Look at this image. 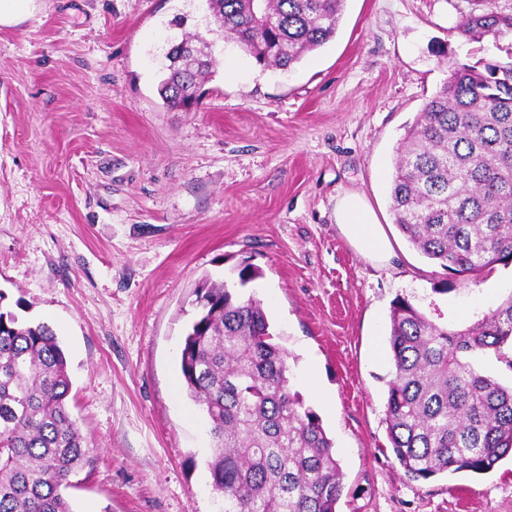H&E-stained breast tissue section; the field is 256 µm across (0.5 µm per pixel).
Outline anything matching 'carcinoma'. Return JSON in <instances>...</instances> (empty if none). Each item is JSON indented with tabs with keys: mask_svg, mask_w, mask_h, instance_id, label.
<instances>
[{
	"mask_svg": "<svg viewBox=\"0 0 512 512\" xmlns=\"http://www.w3.org/2000/svg\"><path fill=\"white\" fill-rule=\"evenodd\" d=\"M255 61L282 70L336 36L344 0H208ZM512 18L469 14L462 34L498 37ZM207 43L170 47L159 94L187 111L210 72ZM394 223L452 278L512 265V62L455 68L397 148ZM262 275L241 266L234 285L204 286L181 352L187 395L206 412L208 463L224 512H337L342 471L320 416L290 387L288 353L262 304L241 292ZM512 342V292L464 327L436 323L409 298L390 311L385 423L391 450L415 480L485 474L512 455V386L473 359ZM64 352L45 322L0 310V512H77L63 494L89 450L66 400Z\"/></svg>",
	"mask_w": 512,
	"mask_h": 512,
	"instance_id": "carcinoma-1",
	"label": "carcinoma"
}]
</instances>
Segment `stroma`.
Masks as SVG:
<instances>
[{"mask_svg":"<svg viewBox=\"0 0 512 512\" xmlns=\"http://www.w3.org/2000/svg\"><path fill=\"white\" fill-rule=\"evenodd\" d=\"M0 26V292L49 324L92 462L77 512H223L210 423L181 383L205 280L263 275L260 300L290 380L333 437L338 512H512V458L483 475L412 480L385 424L389 314L409 297L436 322L476 320L512 266L460 277L393 222L396 148L453 64L512 61V31L462 36V16L512 0H346L336 36L290 69L224 40L207 0H34ZM215 61L196 106L159 95L173 38ZM365 198L390 248L361 254L336 204Z\"/></svg>","mask_w":512,"mask_h":512,"instance_id":"stroma-1","label":"stroma"}]
</instances>
